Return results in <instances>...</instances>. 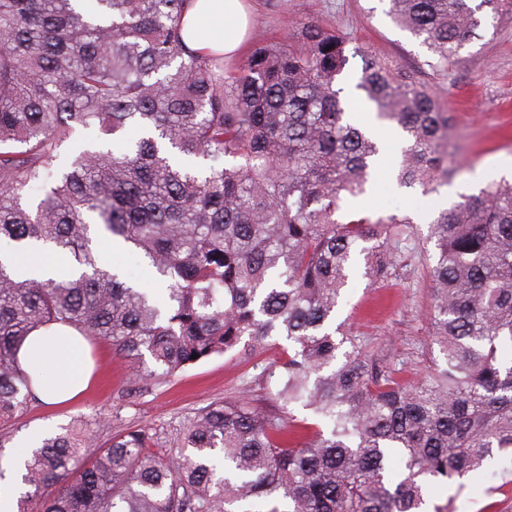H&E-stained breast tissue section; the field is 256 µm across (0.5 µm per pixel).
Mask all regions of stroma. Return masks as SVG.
Returning a JSON list of instances; mask_svg holds the SVG:
<instances>
[{
    "instance_id": "stroma-1",
    "label": "stroma",
    "mask_w": 512,
    "mask_h": 512,
    "mask_svg": "<svg viewBox=\"0 0 512 512\" xmlns=\"http://www.w3.org/2000/svg\"><path fill=\"white\" fill-rule=\"evenodd\" d=\"M247 2L249 38L278 40L300 23L315 21L346 36L351 46L369 48L396 64L446 99L453 116L448 151L456 175L440 187L439 199H446L452 189L467 194L483 188L489 178H503L504 166L512 164V14L496 17L481 38L461 49L455 67L438 71L429 65L431 52L387 16L386 0ZM380 132L388 161L376 170L371 191L353 206L375 218L409 215L415 233L396 245L397 259L383 282L364 278L347 290L340 315L374 363L416 380L439 354L429 333L432 282L422 260L436 213L419 210L420 189L399 187L395 180L405 146L400 130L384 126ZM97 250L102 265H123L127 282L159 287V280L137 256L104 240ZM90 349L97 378L87 394L67 405L32 404L21 417L0 424V471L10 472L25 441L45 432L61 434L82 426L102 443L116 430L144 428L174 456L184 425L211 403L248 397L262 412L274 411L268 367L280 349L251 357L216 356L175 376L140 382L130 379L125 360L110 343L94 340ZM432 503L448 512H512V493L502 487L500 478L479 471L449 484Z\"/></svg>"
}]
</instances>
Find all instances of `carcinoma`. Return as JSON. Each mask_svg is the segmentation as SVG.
<instances>
[{
	"label": "carcinoma",
	"instance_id": "cac0c4a2",
	"mask_svg": "<svg viewBox=\"0 0 512 512\" xmlns=\"http://www.w3.org/2000/svg\"><path fill=\"white\" fill-rule=\"evenodd\" d=\"M186 3L0 0V241L12 243L0 253V421L39 401L18 351L53 324L111 342L138 380L283 337L269 372L278 412L215 403L187 421L174 457L144 429L103 447L85 430L47 436L24 461L25 495L37 512H426L442 486L512 460V182L460 196L430 224L440 358L401 383L336 323L350 278L386 277L392 243L414 234L403 214L336 218L384 161L341 96L349 40L306 22L255 40L227 70L224 56L186 48ZM503 12L512 0L389 9L443 69ZM354 54L370 113L405 134L398 185L448 183L441 99L372 51ZM102 237L141 255L167 298L102 266ZM48 251L75 274L16 278L13 255L38 265ZM297 405L317 424L293 440Z\"/></svg>",
	"mask_w": 512,
	"mask_h": 512
}]
</instances>
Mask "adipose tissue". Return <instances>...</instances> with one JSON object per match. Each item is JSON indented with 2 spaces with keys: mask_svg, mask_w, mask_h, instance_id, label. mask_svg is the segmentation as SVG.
<instances>
[{
  "mask_svg": "<svg viewBox=\"0 0 512 512\" xmlns=\"http://www.w3.org/2000/svg\"><path fill=\"white\" fill-rule=\"evenodd\" d=\"M243 0H190L182 16L186 46L196 52L239 54L246 41ZM24 368L46 373L36 392L51 403L69 402L86 392L93 370L85 336L72 327L55 325L28 336L18 352Z\"/></svg>",
  "mask_w": 512,
  "mask_h": 512,
  "instance_id": "ef3b65f1",
  "label": "adipose tissue"
}]
</instances>
